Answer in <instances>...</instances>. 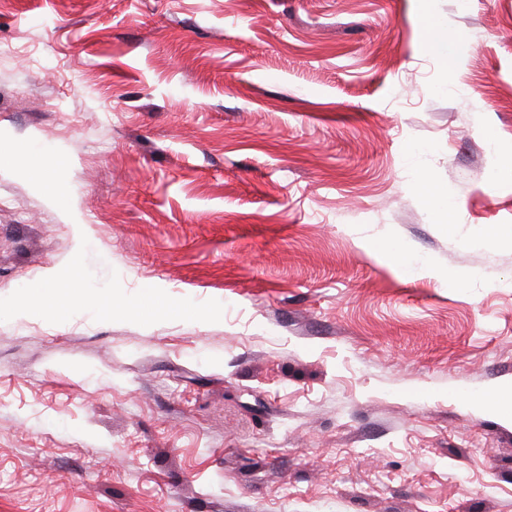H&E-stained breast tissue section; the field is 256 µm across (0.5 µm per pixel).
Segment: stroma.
Instances as JSON below:
<instances>
[{
  "mask_svg": "<svg viewBox=\"0 0 512 512\" xmlns=\"http://www.w3.org/2000/svg\"><path fill=\"white\" fill-rule=\"evenodd\" d=\"M0 131V298L225 306L0 321V512H512V0H0ZM427 29V50L436 57L448 54V28L440 23L424 19Z\"/></svg>",
  "mask_w": 512,
  "mask_h": 512,
  "instance_id": "obj_1",
  "label": "stroma"
}]
</instances>
